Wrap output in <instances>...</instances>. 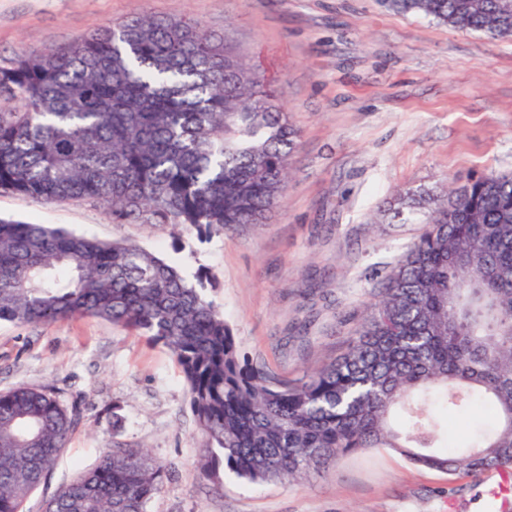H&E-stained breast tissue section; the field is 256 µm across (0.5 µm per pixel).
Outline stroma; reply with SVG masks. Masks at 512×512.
I'll list each match as a JSON object with an SVG mask.
<instances>
[{
  "label": "stroma",
  "instance_id": "1",
  "mask_svg": "<svg viewBox=\"0 0 512 512\" xmlns=\"http://www.w3.org/2000/svg\"><path fill=\"white\" fill-rule=\"evenodd\" d=\"M138 14L197 21L275 79L301 132L283 201L266 223L195 229L113 223L91 200L0 193V217L135 242L206 275L241 355L294 380L339 356L422 224L384 211L396 194L512 173V37L401 14L383 0H0V57L41 51ZM48 386L82 419L51 486L98 451L143 446L171 476L149 512H512V469L475 478L387 449L340 457L297 480L199 476L188 391L162 344L80 317L0 324V391ZM123 427L112 430L113 414Z\"/></svg>",
  "mask_w": 512,
  "mask_h": 512
}]
</instances>
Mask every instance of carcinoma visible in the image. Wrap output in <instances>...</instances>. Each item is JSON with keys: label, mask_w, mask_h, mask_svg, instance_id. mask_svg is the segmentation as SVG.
Segmentation results:
<instances>
[{"label": "carcinoma", "mask_w": 512, "mask_h": 512, "mask_svg": "<svg viewBox=\"0 0 512 512\" xmlns=\"http://www.w3.org/2000/svg\"><path fill=\"white\" fill-rule=\"evenodd\" d=\"M450 26L512 37L503 0H387ZM300 131L273 81L190 19L147 14L43 52L0 59V191L104 203L112 220L187 224L198 237L264 224L285 196ZM424 230L385 277L358 336L288 380L241 356L203 276L133 243L0 219V323L95 317L170 350L201 434L199 470L253 484L300 479L388 448L454 475L512 468V174L398 194ZM480 424L448 454L418 399ZM78 408L44 386L0 391V512L45 491ZM168 470L106 448L43 512H147Z\"/></svg>", "instance_id": "obj_1"}]
</instances>
